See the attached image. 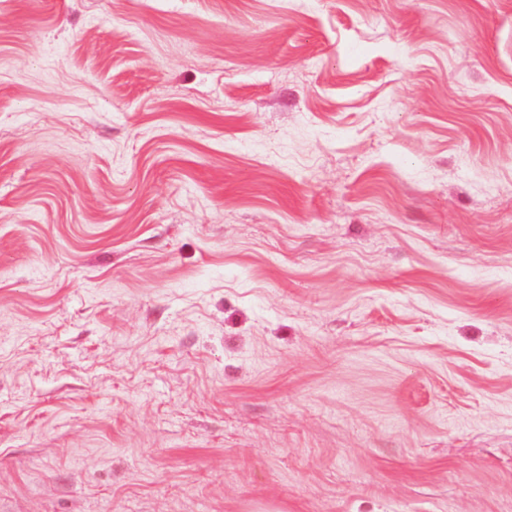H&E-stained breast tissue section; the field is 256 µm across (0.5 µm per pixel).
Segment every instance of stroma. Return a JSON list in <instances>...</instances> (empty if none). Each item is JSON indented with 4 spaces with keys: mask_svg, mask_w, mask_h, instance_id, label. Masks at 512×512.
<instances>
[{
    "mask_svg": "<svg viewBox=\"0 0 512 512\" xmlns=\"http://www.w3.org/2000/svg\"><path fill=\"white\" fill-rule=\"evenodd\" d=\"M0 512H512V0H0Z\"/></svg>",
    "mask_w": 512,
    "mask_h": 512,
    "instance_id": "35a3bbf8",
    "label": "stroma"
}]
</instances>
